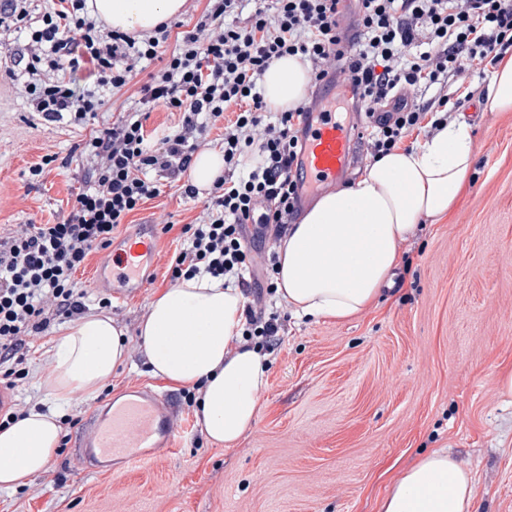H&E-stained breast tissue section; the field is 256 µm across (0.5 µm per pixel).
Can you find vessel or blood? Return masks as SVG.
Returning <instances> with one entry per match:
<instances>
[{"label":"vessel or blood","mask_w":512,"mask_h":512,"mask_svg":"<svg viewBox=\"0 0 512 512\" xmlns=\"http://www.w3.org/2000/svg\"><path fill=\"white\" fill-rule=\"evenodd\" d=\"M353 88L348 72L340 70L335 81L313 94L308 112L299 127L304 140L301 165L292 174L300 182V202L308 204L320 189L336 184L347 173L359 141V129L337 119L330 102L349 100ZM154 225L141 228L134 237L109 246L97 269L96 278L116 288L143 287V269L154 263ZM171 398L149 389L136 397L114 404L109 415L89 422L76 438L84 462L112 460L110 473L119 478L144 456L148 448H172L177 430L171 418Z\"/></svg>","instance_id":"b4317fda"}]
</instances>
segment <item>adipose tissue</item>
Here are the masks:
<instances>
[{
	"label": "adipose tissue",
	"mask_w": 512,
	"mask_h": 512,
	"mask_svg": "<svg viewBox=\"0 0 512 512\" xmlns=\"http://www.w3.org/2000/svg\"><path fill=\"white\" fill-rule=\"evenodd\" d=\"M185 0H93L112 28L152 31ZM310 82L306 61L285 56L265 71L271 111L294 109ZM473 164L472 138L454 116L424 141L369 163L352 185L323 194L292 225L277 252L276 296L294 316L353 318L377 302L402 260L401 246L421 219L447 217ZM247 299L223 279L200 274L152 297L140 325L150 375L197 388L198 414L214 443L233 448L257 423L268 358L242 336ZM48 403L0 428V489L43 475L59 450L60 413L74 394L96 399L130 355L129 338L110 315L89 314L53 339ZM380 512H476L473 478L443 449L391 483Z\"/></svg>",
	"instance_id": "obj_1"
}]
</instances>
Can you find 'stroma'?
Returning a JSON list of instances; mask_svg holds the SVG:
<instances>
[{
    "label": "stroma",
    "instance_id": "obj_1",
    "mask_svg": "<svg viewBox=\"0 0 512 512\" xmlns=\"http://www.w3.org/2000/svg\"><path fill=\"white\" fill-rule=\"evenodd\" d=\"M0 46V225L56 224L82 188L75 145L113 115L137 109L139 88L161 61L138 65L130 83L104 92L87 125L49 123L31 112ZM471 91L462 111L471 124L474 164L442 221L418 225L402 246L400 266L377 308L345 321L288 317L269 355L268 385L253 429L231 449L211 443L181 388L148 374L139 324L150 299L169 288L168 260L177 226L199 222L203 199L179 183L115 231L160 226L155 270L145 288L113 299L110 314L126 330L130 359L111 379L112 392L66 409L77 437L110 396L147 387L168 394L183 436L123 478L83 468L73 446L59 450L31 485L0 490V512H379L399 472L444 448L471 471L477 512H512V395L499 379L512 369V112L485 106L489 79L465 67ZM53 161L41 176L30 166ZM50 325L18 383L22 407L44 403L53 367Z\"/></svg>",
    "mask_w": 512,
    "mask_h": 512
}]
</instances>
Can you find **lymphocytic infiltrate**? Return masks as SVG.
Here are the masks:
<instances>
[{"instance_id":"f902f5d3","label":"lymphocytic infiltrate","mask_w":512,"mask_h":512,"mask_svg":"<svg viewBox=\"0 0 512 512\" xmlns=\"http://www.w3.org/2000/svg\"><path fill=\"white\" fill-rule=\"evenodd\" d=\"M243 0H208L195 30L165 52L167 24L140 37L108 28L91 16L87 0H52L37 13L31 0H0V35L22 41L20 92L49 122L85 123L102 104L100 89H122L136 64L166 63L139 89L140 108L119 113L78 144L85 184L60 224H17L0 231V382L25 379L27 353L52 320L87 311V292L75 274L88 256L106 248L124 219L160 195L150 171L178 179L211 129L237 108L224 128V174L204 203L203 217L183 225L184 242L169 267L171 281L206 273L229 278L252 295L242 332L262 350L279 345L281 325L266 298L277 254L257 268L247 240L257 225L273 244L288 233L299 211L291 168L302 151L296 129L300 109L270 115L257 82L270 63L300 56L312 86L350 73L359 93L356 111L372 118L367 145L378 158L398 148L427 114L435 125L459 111L445 95L463 61L488 69L512 49V0H356L354 35L342 27L344 0H256L244 24L234 23ZM437 88L429 105L397 103L399 92ZM179 113L178 128L151 142L144 122L155 107ZM258 157L246 174L245 153Z\"/></svg>"}]
</instances>
